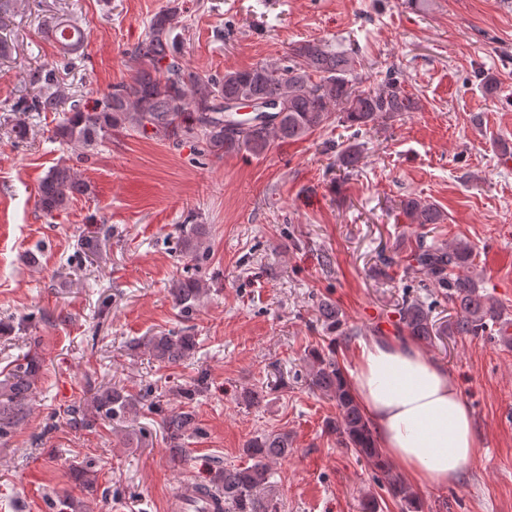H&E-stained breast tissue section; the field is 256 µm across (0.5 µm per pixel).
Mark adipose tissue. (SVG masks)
<instances>
[{"mask_svg":"<svg viewBox=\"0 0 512 512\" xmlns=\"http://www.w3.org/2000/svg\"><path fill=\"white\" fill-rule=\"evenodd\" d=\"M349 383L381 448L421 486L446 487L475 458L479 442L460 391L442 364L406 341L363 343Z\"/></svg>","mask_w":512,"mask_h":512,"instance_id":"obj_1","label":"adipose tissue"}]
</instances>
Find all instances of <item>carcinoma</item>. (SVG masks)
I'll use <instances>...</instances> for the list:
<instances>
[{
    "instance_id": "cac0c4a2",
    "label": "carcinoma",
    "mask_w": 512,
    "mask_h": 512,
    "mask_svg": "<svg viewBox=\"0 0 512 512\" xmlns=\"http://www.w3.org/2000/svg\"><path fill=\"white\" fill-rule=\"evenodd\" d=\"M179 7L168 6L149 22L144 37L131 52L134 62L131 80L116 85L102 99L88 106L73 104L58 121L53 137L62 143L90 147L114 131L133 130L158 141L198 139L207 152L220 157L248 151L268 152L275 142L296 141L334 122L357 130L372 129L380 119H391L420 108L401 84L387 79L377 88H360L358 58L329 49L321 40L293 44L281 65H257L250 69L228 70L217 81L189 71L172 38L178 23ZM52 32L65 47L81 43L79 28L59 23ZM46 89L24 105L25 112H48L57 108V94L49 91L51 78H44ZM274 102L279 112L264 118L250 117L249 125L230 129L224 126V101ZM363 144L350 142L338 151L340 166L350 171L358 162ZM91 193L90 185L77 178L73 169L58 164L41 180L37 207L46 215L66 209L79 195ZM400 210L411 224H441L444 213L434 204L416 197L400 201ZM205 240L202 224H193L182 239V248L192 256L201 252ZM412 269L419 278L432 281L445 290L457 309L452 329L459 335L477 336L494 318L490 299L479 292L474 280L457 270L472 265V250L466 243L436 246L424 238L410 247ZM170 293L185 315L192 314L207 288L195 278L179 279ZM403 331L423 342L442 334L431 311L419 301H409L399 309ZM145 346L148 353L164 364H177L196 351V337L190 333L160 334L147 342L132 341L131 347ZM42 370L40 357L33 353L17 363L0 383V436H5L25 420L36 394ZM309 381L312 389L336 402V419L329 430L343 447L371 463L378 486L400 504L402 512H423L419 495L403 480L377 443L370 420L351 395L347 379L334 352L311 353ZM137 399L121 387L100 389L87 407L76 412L74 424L84 428L99 420L124 418L136 411ZM161 416L166 442L172 457L185 453V440L198 431L195 414L184 408L155 407ZM288 433H268L250 439L244 448L250 464L217 466L208 486L224 492L226 512H278L273 492L270 462L288 456ZM73 479L89 495L96 476L87 467L73 469Z\"/></svg>"
}]
</instances>
